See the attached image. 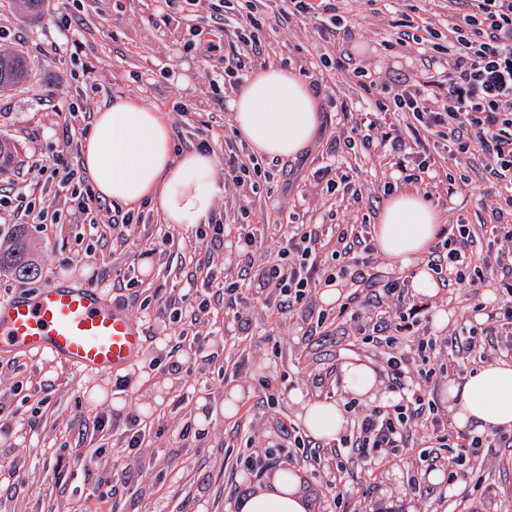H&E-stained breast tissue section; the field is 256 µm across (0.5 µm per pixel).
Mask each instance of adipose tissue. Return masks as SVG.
<instances>
[{"label":"adipose tissue","instance_id":"ef3b65f1","mask_svg":"<svg viewBox=\"0 0 512 512\" xmlns=\"http://www.w3.org/2000/svg\"><path fill=\"white\" fill-rule=\"evenodd\" d=\"M228 109L237 136L257 154L276 158L298 155L315 138L318 102L295 72L273 64L257 68L234 88ZM81 164L100 199L137 209L142 201L155 204L164 223L182 232L207 223L222 178L214 158L190 150L174 154L163 112L132 99H117L94 115L93 130L81 144ZM439 214L418 191L393 195L374 227L379 252L413 270L416 295L432 296L437 283L421 265L435 241ZM341 379L346 392L367 400L385 397L378 369L357 358L344 362ZM448 411L456 428L473 436L512 429V362L501 360L448 383ZM300 402L299 418L318 440L336 441L347 425L341 404L289 394ZM296 474L281 470L239 499L235 512H310Z\"/></svg>","mask_w":512,"mask_h":512}]
</instances>
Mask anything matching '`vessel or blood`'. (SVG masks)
<instances>
[{
	"instance_id": "vessel-or-blood-1",
	"label": "vessel or blood",
	"mask_w": 512,
	"mask_h": 512,
	"mask_svg": "<svg viewBox=\"0 0 512 512\" xmlns=\"http://www.w3.org/2000/svg\"><path fill=\"white\" fill-rule=\"evenodd\" d=\"M145 327L98 288L53 277L0 299V358L48 356L84 376L128 371L144 360Z\"/></svg>"
}]
</instances>
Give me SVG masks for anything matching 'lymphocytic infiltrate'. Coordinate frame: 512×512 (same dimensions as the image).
<instances>
[{
  "label": "lymphocytic infiltrate",
  "mask_w": 512,
  "mask_h": 512,
  "mask_svg": "<svg viewBox=\"0 0 512 512\" xmlns=\"http://www.w3.org/2000/svg\"><path fill=\"white\" fill-rule=\"evenodd\" d=\"M233 0L212 5L206 26L232 35L230 51L218 53L213 42H206L205 57H216L224 81L239 85L248 69L260 63L262 44L258 37L266 20L262 0H245V15L238 26L228 17ZM337 0H284V18L312 21L319 38L329 45L347 42L354 34L344 17L337 13ZM395 43L417 45L423 70L419 80L404 83L390 92L388 101H376V111L366 114L351 129L346 145H360L375 153L387 152L392 158V180L378 184L377 191L390 195L399 185L413 186L432 197L431 186L445 178L449 192L461 189L453 175H439L437 159L463 162L466 154L480 151L498 190L491 208L492 221L485 233L488 249L476 247L464 224L441 225L426 265L443 286L463 283L476 285L485 275L499 276L502 288L512 296V0H448V42H432L425 35L423 21L399 12L391 22ZM416 122L434 138L432 151H418L406 143L397 118ZM58 187L71 191V203L84 214L90 228L99 225H128L132 213L121 207L101 203L90 191L85 178L70 155L51 154L43 164ZM198 239L208 242L200 288L169 296L163 308L170 321L190 314L187 327L181 328L166 354L134 371L118 376L114 390L128 392L138 378L183 367L204 369L224 353L222 340L213 329L216 309L209 292L213 284L224 290V311L234 323L246 321L243 302L260 304L269 315L303 313L304 338L318 335L327 315L315 310L312 293L323 286H350L338 316L356 326L371 323L369 339L388 348L390 390L398 398L392 410L372 408L360 412L356 433L335 444L336 457L350 451L370 468H377L380 451L396 453L413 446L412 423H421L430 440L448 448L468 450L482 447L477 437H467L448 426L432 401L426 400L419 384L429 377L425 368L410 370L403 355L397 354L398 338L404 331L425 319L430 302L424 298L407 300L406 278L385 276L375 271L377 247L364 224H291L282 232L278 253L256 260L257 235L252 225L215 221L209 229H197ZM234 258L237 274L224 275V257ZM367 295H359L358 285ZM181 399H173L169 415L147 421L134 411L103 409L93 418V429L103 438L115 439L121 457L140 459L139 473L150 476L153 462L145 456L149 445L163 440H188L195 433L190 420L179 419Z\"/></svg>",
  "instance_id": "lymphocytic-infiltrate-1"
}]
</instances>
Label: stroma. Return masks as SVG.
<instances>
[{
  "mask_svg": "<svg viewBox=\"0 0 512 512\" xmlns=\"http://www.w3.org/2000/svg\"><path fill=\"white\" fill-rule=\"evenodd\" d=\"M159 7L158 0H45L44 15L35 21L20 16L14 0H0V29L8 35L6 45L22 50L31 67L25 82L0 92V136L11 141L15 155L14 166L0 173V194L22 189L36 202H50L52 209L65 217L64 223L47 234L39 224L0 213V248H7L17 231H25L39 269L32 279L1 269L0 298L18 288L40 287L60 272L81 284L98 276L103 294L122 302L127 292L118 283L137 261L132 243L151 234L162 221L154 204L146 202L139 207L141 223L117 227L100 239L89 235L87 225L72 216L68 198L55 196L46 188L47 175L38 162L49 151L63 147V120L56 111L74 102L86 81L99 86L93 106L125 97L159 109L169 122L175 152L196 149L204 139L216 166H223L225 143L235 135L224 123L223 107L214 100L208 64L199 47L190 45L184 19L155 23ZM64 16L70 21L66 28L60 25ZM351 17L355 30L350 50L355 66L385 70L393 84L420 70L415 49L387 47L390 17L386 12L375 11L367 0H354ZM259 37L267 63L287 61L297 68L304 61L315 62L312 76L324 96L347 102L350 108L342 120L337 119L335 110L323 112L319 133L301 156L263 159L258 192L247 217L248 223L258 228L260 252L275 250V238L293 213L311 223L333 212L342 221L376 224L379 210L371 204L376 194L374 180L391 174L382 154L370 155L358 147L346 150V161L336 170L337 177L362 186L359 205L345 206L340 195L327 194L313 178L329 144L349 136L368 94L359 88L352 72L317 65L319 37L311 22H282L272 9ZM178 102L188 105L187 115L174 112ZM464 173L468 186L451 197L450 206L440 207V219L445 224L464 220L477 235L481 224L489 220L492 202L481 154L472 156ZM188 239V233L174 231L165 252L144 266L139 277L143 296L165 297L183 291L191 270L180 267L177 257ZM490 298L499 305L508 300L490 286L451 294L438 290L427 318L414 327L412 340L404 342L405 353L415 355V340L421 337L432 343L428 351L431 360H446L453 330L466 320H477L476 305ZM326 310L331 318L324 325L325 336L308 343L301 336L299 316L285 315L272 323L260 306L251 307L250 325L227 338L223 354L226 380L211 379L208 388L198 391L185 406L191 420L199 410H206L208 418L200 427L202 440L149 448L156 463V479L131 476L109 501H101L99 489L87 484L84 512H155L161 504L168 512H229L231 505L258 483L257 477L236 463L238 457L251 452L247 438L277 440L280 421L297 418L300 406L289 400V389H301L312 399L344 403L349 399L340 378L344 361L358 357L371 361L377 369L386 367L378 349L363 343L361 333L351 324L336 319V305H327ZM441 312L447 314L448 321L440 326L436 316ZM317 376L323 377V387L314 386ZM263 380L272 383L273 402L264 400L259 386ZM44 381L54 390L49 401L41 404L33 391ZM184 381L181 374H157L111 401L107 395L113 378H82L61 363L40 357L0 359V451L7 453L27 444L47 451L44 458L27 460L22 466L12 489L0 495V512H70V501L56 484V461L99 445L100 438L92 431L96 409L91 398L104 399L109 409L138 411L149 420L163 411ZM234 386L243 387L244 395L236 415L228 418L224 397ZM32 417L40 423L34 434L23 425ZM319 453V458L313 459L291 447L281 463L282 468L298 475L314 512H321L326 486L334 480L353 491L337 512H380L384 507L389 512H512V447L481 449L477 461H465L460 467L464 479L438 483L430 481V470L415 449L397 453L371 476L359 457L339 461L329 447L320 448Z\"/></svg>",
  "mask_w": 512,
  "mask_h": 512,
  "instance_id": "stroma-1",
  "label": "stroma"
}]
</instances>
